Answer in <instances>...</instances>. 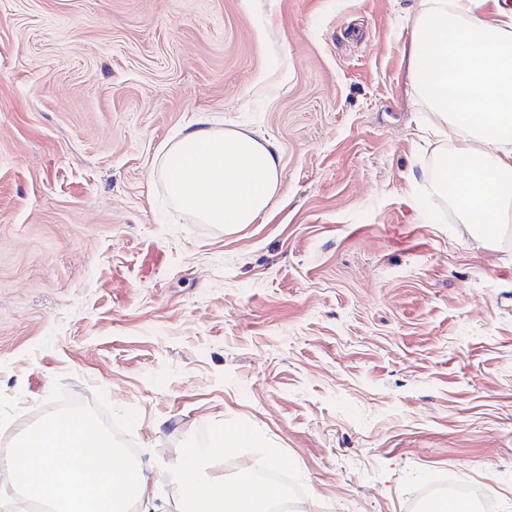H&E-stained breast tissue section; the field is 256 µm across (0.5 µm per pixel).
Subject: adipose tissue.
<instances>
[{
	"label": "adipose tissue",
	"instance_id": "1",
	"mask_svg": "<svg viewBox=\"0 0 512 512\" xmlns=\"http://www.w3.org/2000/svg\"><path fill=\"white\" fill-rule=\"evenodd\" d=\"M409 64L434 115V134L455 143L434 170L436 191L480 235L511 225L512 0H419ZM161 168L174 204L227 229L265 212L282 176L275 142L218 128L205 116L179 131ZM252 444L249 434L224 432L173 469L182 512H262L278 501L273 486L229 487L209 471L223 449Z\"/></svg>",
	"mask_w": 512,
	"mask_h": 512
}]
</instances>
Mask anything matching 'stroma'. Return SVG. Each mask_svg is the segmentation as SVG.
<instances>
[{
    "mask_svg": "<svg viewBox=\"0 0 512 512\" xmlns=\"http://www.w3.org/2000/svg\"><path fill=\"white\" fill-rule=\"evenodd\" d=\"M416 0H0V459L54 387L133 411L159 512L215 428L277 448L291 512H429L445 476L512 512V231L431 185ZM206 114L280 150L227 231L173 205Z\"/></svg>",
    "mask_w": 512,
    "mask_h": 512,
    "instance_id": "obj_1",
    "label": "stroma"
}]
</instances>
